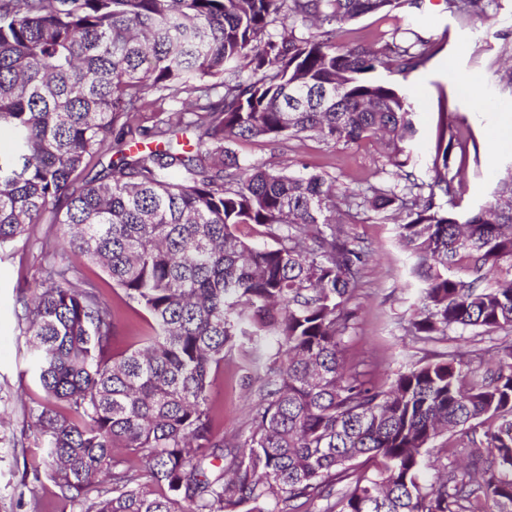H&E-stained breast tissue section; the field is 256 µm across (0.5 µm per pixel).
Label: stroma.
Instances as JSON below:
<instances>
[{
	"instance_id": "1",
	"label": "stroma",
	"mask_w": 512,
	"mask_h": 512,
	"mask_svg": "<svg viewBox=\"0 0 512 512\" xmlns=\"http://www.w3.org/2000/svg\"><path fill=\"white\" fill-rule=\"evenodd\" d=\"M413 30L430 38L434 47L425 66L400 80L417 108L413 141L417 168L423 172L430 167L438 133L447 129L467 155L462 192L454 208L459 212L478 208L491 199L501 176L512 167V147L487 146L490 129L500 122L504 109L512 108V0H493L480 18L451 12L446 0H421L417 9L362 16L347 26L338 41L380 46L394 35L408 38ZM227 148L250 161L305 163L328 173L340 192L364 187L388 166L373 139L352 147L316 139H237ZM345 230L351 238L370 243L373 252L353 302L356 317L344 339V353L347 361L368 364L377 377L390 381L427 352L404 331L420 305V283L410 273L396 224L372 218L346 225ZM36 254L35 248L22 242L0 250V512H70L51 481L41 480L32 494L21 486L23 474L43 467L42 445L26 426L23 406L43 399L44 393L28 370L26 339L18 327L22 309L15 301L16 285L35 273ZM510 340L512 333L503 330L466 342L452 333L440 349L464 353L471 368L483 371L493 366L500 344ZM246 374L247 359L240 348L214 374L213 389L224 411L228 438L245 430L258 401V391L248 386Z\"/></svg>"
}]
</instances>
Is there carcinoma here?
Instances as JSON below:
<instances>
[{
  "instance_id": "1",
  "label": "carcinoma",
  "mask_w": 512,
  "mask_h": 512,
  "mask_svg": "<svg viewBox=\"0 0 512 512\" xmlns=\"http://www.w3.org/2000/svg\"><path fill=\"white\" fill-rule=\"evenodd\" d=\"M405 7L419 0H0V249L56 228L17 294L46 395L28 414L71 512H512V346L490 374L422 359L388 384L344 359L369 246L343 225L367 211L397 224L422 284L416 342L512 329V281L487 280L512 267V170L467 215L445 207L465 149L440 133L422 179L413 106L382 77L425 64L430 40L336 42ZM377 135L394 171L341 195L325 172L224 149ZM89 265L145 313L123 352ZM243 344L259 401L226 440L212 374ZM448 434L471 468L431 454Z\"/></svg>"
}]
</instances>
